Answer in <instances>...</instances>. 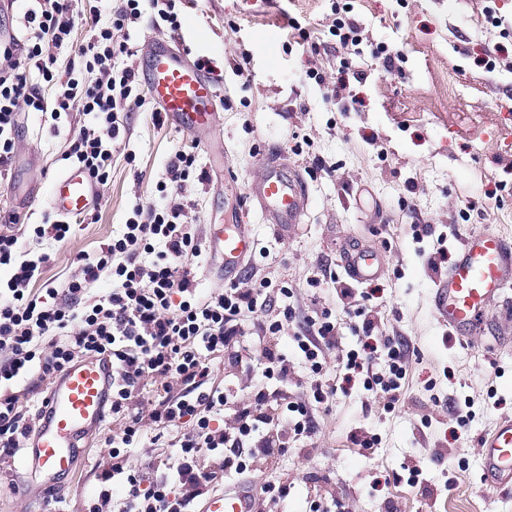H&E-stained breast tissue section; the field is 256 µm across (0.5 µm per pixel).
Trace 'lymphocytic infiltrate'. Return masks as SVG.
I'll use <instances>...</instances> for the list:
<instances>
[{
    "label": "lymphocytic infiltrate",
    "instance_id": "lymphocytic-infiltrate-1",
    "mask_svg": "<svg viewBox=\"0 0 512 512\" xmlns=\"http://www.w3.org/2000/svg\"><path fill=\"white\" fill-rule=\"evenodd\" d=\"M15 5L32 34L22 43L0 41V176L15 151L19 112H45L56 121L79 112L89 122L75 133L68 155L105 182L120 137L117 115L136 105L135 69H114L112 61L128 52L123 31L140 18L139 0H119L109 22L77 49L78 66L62 71L55 52L70 44L77 18L72 0H15ZM85 68L97 72L95 82H84ZM33 70L58 86L53 100H45L29 81ZM185 209L176 196L149 207L135 205L122 237L84 258L63 289H48L44 303L27 295L41 260L19 259L17 235L0 230V267L11 270L0 286V453H16L18 440L32 431L14 391L29 372L52 380L78 359L111 353L116 428L107 442L112 467L103 479L123 485L120 512H190L216 478L200 467L201 457L221 459L225 473L244 474L257 455H273L289 438L311 439L315 411L336 393L335 385L324 381L311 399L287 402L263 388L225 425H214L215 413L233 393L211 386L213 361L241 345L250 318L261 315L259 329L267 336L280 335L285 323L296 321L293 340L315 373L339 349L336 318L325 308L296 320L285 301L287 289L264 279L200 294L189 268L200 247L182 220ZM105 276L112 279L111 291L86 301L88 288ZM355 315L363 351L347 352L345 367L365 371L368 389L394 406L402 395L410 346L398 336L374 339L375 315L366 305H358ZM380 350L388 362L382 374L372 365ZM148 421L161 431H182L175 443L177 465L154 477L129 468L126 457L128 448L141 442Z\"/></svg>",
    "mask_w": 512,
    "mask_h": 512
}]
</instances>
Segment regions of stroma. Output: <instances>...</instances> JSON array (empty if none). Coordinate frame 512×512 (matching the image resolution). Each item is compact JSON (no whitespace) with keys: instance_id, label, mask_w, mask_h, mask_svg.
<instances>
[{"instance_id":"35a3bbf8","label":"stroma","mask_w":512,"mask_h":512,"mask_svg":"<svg viewBox=\"0 0 512 512\" xmlns=\"http://www.w3.org/2000/svg\"><path fill=\"white\" fill-rule=\"evenodd\" d=\"M128 28L140 52L154 38L176 37L191 56L221 77V145L208 146L155 115L151 93L140 86V106L120 113L124 125L109 178L94 210L72 220L65 240L23 235L25 258L47 256L31 294L59 288L77 271L79 255H96L122 236L134 205L160 198L159 186L175 151L196 157L203 181L183 192L198 242L215 224H247L255 237L250 261L257 278L288 288L297 315L342 304L325 266H337L338 247L350 239L374 249L383 266L372 282V306L381 336L404 337L412 351L403 396L383 409L364 386L363 374L346 376L336 359L326 374L341 386L315 414L317 431L307 450L289 443L277 471L256 465L249 475L260 489L272 475L288 481L286 498L260 499L261 512H512V495L485 492L476 448L479 435L512 416V329L463 344L435 320L430 296L462 236L489 229L512 240V0H174L181 28L156 26L150 0ZM354 23L362 53L351 56L355 76L331 99L338 78L332 29ZM308 41H301L300 32ZM319 44L311 53L309 43ZM381 46L401 54L399 71L372 57ZM453 82L455 94L442 86ZM78 116L54 123L31 112L12 164L24 180L47 186L63 172ZM280 155L309 184L305 224L274 232L247 197L262 154ZM483 200L469 210L472 200ZM285 327L277 348L295 367L284 396L310 394L316 377ZM262 346L249 336L241 361L217 359L211 378L232 384L238 400L262 386ZM112 423L89 440L74 471L43 490L16 474L18 459L0 455V512H89L102 490L121 501L119 485H105L111 459L105 441ZM373 437L364 449L353 434ZM146 425L129 466L167 461L177 429L155 440ZM418 464L423 483L410 479Z\"/></svg>"}]
</instances>
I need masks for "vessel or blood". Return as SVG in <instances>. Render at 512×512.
Here are the masks:
<instances>
[{
    "label": "vessel or blood",
    "instance_id": "obj_1",
    "mask_svg": "<svg viewBox=\"0 0 512 512\" xmlns=\"http://www.w3.org/2000/svg\"><path fill=\"white\" fill-rule=\"evenodd\" d=\"M143 74L166 120L199 141L212 140L218 130L217 103L222 93L213 73L187 60L177 39L148 41L142 58ZM101 197L88 170L72 166L55 177L47 189L49 206L61 217L86 215ZM249 197L263 223L277 227L302 223L309 191L299 172L270 158L260 161V173L249 185ZM246 224H220L209 235L210 275L235 273L253 251ZM345 263L361 281L377 278L382 265L367 248L348 253ZM512 288V243L491 231L466 236L446 274L431 296L440 323L457 336L481 334ZM112 400V357H88L69 365L52 383L35 428L19 457L20 470L49 478L72 472L81 454L80 441L99 430ZM484 483L491 492H512V416L482 433L477 440ZM254 495L238 487L208 498L201 512H257Z\"/></svg>",
    "mask_w": 512,
    "mask_h": 512
}]
</instances>
